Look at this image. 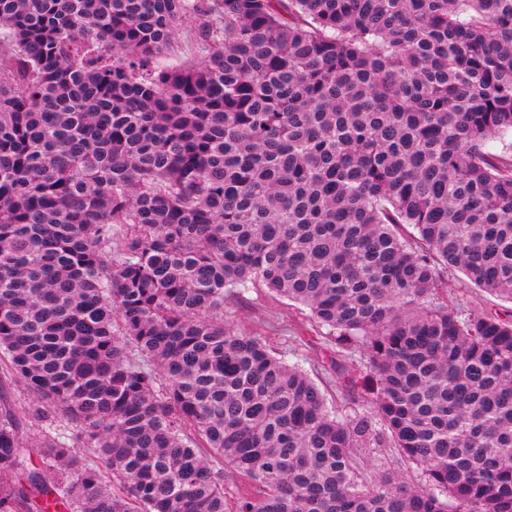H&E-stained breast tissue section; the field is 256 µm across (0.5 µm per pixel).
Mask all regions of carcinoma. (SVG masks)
<instances>
[{"mask_svg": "<svg viewBox=\"0 0 512 512\" xmlns=\"http://www.w3.org/2000/svg\"><path fill=\"white\" fill-rule=\"evenodd\" d=\"M510 137L512 0H0V512H512ZM198 26V21L194 18H187L179 27L170 51L172 54L179 56L181 59H196L199 55L193 33ZM448 297L462 299L463 305L477 312L497 313L501 317L512 314V303L486 296L465 285L462 275L448 268ZM224 319L238 325L258 326L278 348L295 349L298 359H306L300 363L308 370L321 357L322 341L310 331L305 317L287 301L275 300L264 291L252 290L243 301L224 305Z\"/></svg>", "mask_w": 512, "mask_h": 512, "instance_id": "obj_1", "label": "carcinoma"}]
</instances>
